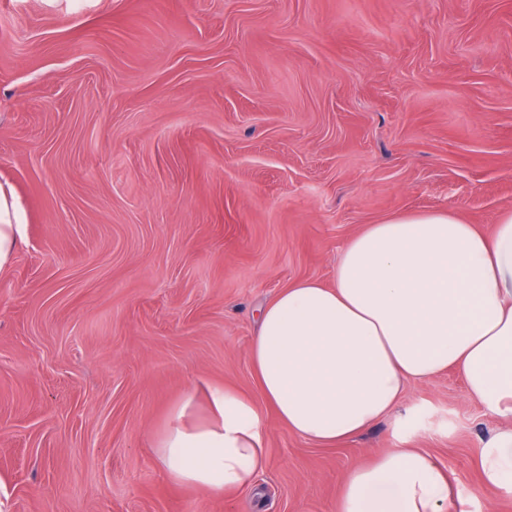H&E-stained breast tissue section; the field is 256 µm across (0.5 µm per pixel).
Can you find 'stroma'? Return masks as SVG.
Instances as JSON below:
<instances>
[{"label": "stroma", "mask_w": 512, "mask_h": 512, "mask_svg": "<svg viewBox=\"0 0 512 512\" xmlns=\"http://www.w3.org/2000/svg\"><path fill=\"white\" fill-rule=\"evenodd\" d=\"M0 186L26 244L0 274L9 512H336L399 444L461 512L499 419L447 370L321 446L264 400L257 309L331 284L343 243L402 213L492 231L512 210V0H0ZM264 415L257 493L165 480L153 434L189 387Z\"/></svg>", "instance_id": "35a3bbf8"}]
</instances>
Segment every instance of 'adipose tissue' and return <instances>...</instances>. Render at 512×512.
I'll return each mask as SVG.
<instances>
[{"instance_id":"adipose-tissue-1","label":"adipose tissue","mask_w":512,"mask_h":512,"mask_svg":"<svg viewBox=\"0 0 512 512\" xmlns=\"http://www.w3.org/2000/svg\"><path fill=\"white\" fill-rule=\"evenodd\" d=\"M0 191V274L26 242ZM251 362L282 428L331 445L396 412L408 384L458 370L467 396L505 421L483 444V487L512 495V211L492 231L451 211L398 214L343 245L332 285L313 279L261 308ZM195 391L152 438L167 481L212 495L252 488L266 465L264 421L236 391ZM447 472L403 446L344 476L336 512H446Z\"/></svg>"}]
</instances>
